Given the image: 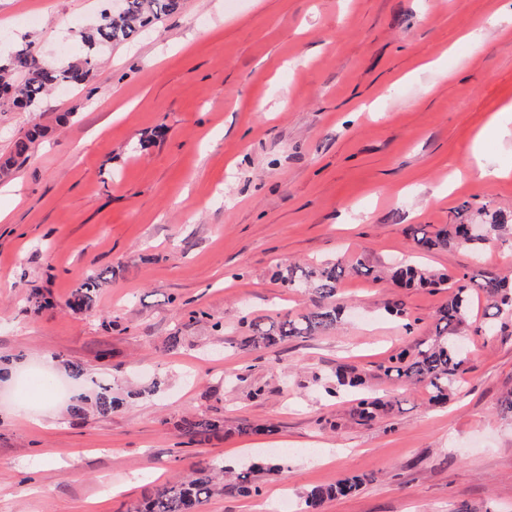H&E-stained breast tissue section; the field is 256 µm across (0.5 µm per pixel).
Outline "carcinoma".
Wrapping results in <instances>:
<instances>
[{"label": "carcinoma", "mask_w": 512, "mask_h": 512, "mask_svg": "<svg viewBox=\"0 0 512 512\" xmlns=\"http://www.w3.org/2000/svg\"><path fill=\"white\" fill-rule=\"evenodd\" d=\"M180 0H122L121 10L112 14L102 10L97 20L72 30V37L80 52L61 61H48L38 55L29 44L13 46L7 54H0V107H18L30 112L40 111L41 104L58 86H79L89 81L95 67L96 53L113 45L130 41L141 31L162 17L176 12ZM47 127L35 124L17 137L7 156L0 157V176H7L20 162L26 161L34 143L44 137ZM485 236L470 237L464 224H445L430 232L424 228L412 230L417 248L423 252L464 245L480 249L491 240L512 234V214L496 210L486 214ZM349 275L371 276L381 279L380 271L357 260L345 264L341 260L323 261L314 266L290 265L276 272L282 286L290 290L302 289L314 302V307L286 317L267 326L251 323L252 334L244 344L255 348L270 347L288 338L314 336L332 330L341 319V307L334 304L342 280ZM393 282L402 288L415 286L448 290V302L436 312L434 334L418 342L412 355L398 354L381 366L390 380L404 385L426 387L429 401L445 404L453 390L458 388L467 372L468 355L456 345L455 337L471 310L474 300L485 299L484 324L494 327L499 319L512 313V284L508 279L492 273L480 276L467 273L452 277L436 273L416 261H407L389 268ZM108 277L89 275L75 288L68 301L70 308L82 310L91 307L98 291ZM338 387L351 389L354 405L351 414L358 421L368 423L393 409L394 403L371 396L363 389V377L355 366L336 369ZM120 399L112 395L107 384H98L94 397L79 395L69 406L71 415H87V408L105 416L118 410ZM183 430L192 444H200L220 430V422L201 414L184 420ZM261 467H216L200 460L193 476L178 485L156 489L135 512H203V506L219 492L229 491L248 497L259 493L256 476ZM362 485L358 477L346 478L327 488H315L306 497L307 508L314 512L322 502L335 496H347Z\"/></svg>", "instance_id": "cac0c4a2"}]
</instances>
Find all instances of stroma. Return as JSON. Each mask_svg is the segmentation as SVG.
I'll return each instance as SVG.
<instances>
[{
    "label": "stroma",
    "instance_id": "35a3bbf8",
    "mask_svg": "<svg viewBox=\"0 0 512 512\" xmlns=\"http://www.w3.org/2000/svg\"><path fill=\"white\" fill-rule=\"evenodd\" d=\"M507 2L184 0L42 112L0 109V153L41 113L70 115L0 177V512H129L230 454L278 469L259 473L260 496L216 495L204 512H265L283 493L306 512L308 492L354 475L365 484L318 512H512V319L487 330L474 310L465 383L443 408L381 367L432 334L444 290L349 276L335 329L240 345L250 322L310 305L277 266L378 267L410 252V226L512 212V176L474 172L479 158L512 168V135L487 127L512 102ZM105 6L0 0V40L50 60ZM422 261L512 276V239ZM106 270L92 308L71 310ZM341 363L398 409L357 424L324 391ZM37 369L86 394L105 382L123 405L71 416L68 399L24 388ZM201 414L258 431L187 443ZM103 275L104 273H100L84 278L73 291L68 301L69 307L74 310H82L91 307L95 302L99 289L102 288L103 283L109 280L108 277Z\"/></svg>",
    "mask_w": 512,
    "mask_h": 512
}]
</instances>
